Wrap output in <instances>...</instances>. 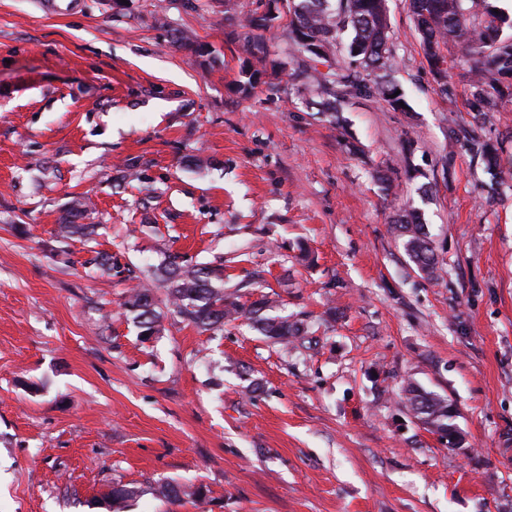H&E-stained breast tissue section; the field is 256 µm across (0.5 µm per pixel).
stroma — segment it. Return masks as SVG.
<instances>
[{"label": "stroma", "mask_w": 512, "mask_h": 512, "mask_svg": "<svg viewBox=\"0 0 512 512\" xmlns=\"http://www.w3.org/2000/svg\"><path fill=\"white\" fill-rule=\"evenodd\" d=\"M0 0V512H512V101L474 123L463 49L447 92L407 0H385L409 108L317 106L287 17L274 85L237 83L257 0ZM497 141L492 180L467 138ZM89 197L90 240L50 246ZM443 264L392 224L408 208ZM112 269L92 265L97 252ZM223 265L308 343L171 313L141 340L123 303L167 256ZM448 399L451 448L409 411ZM204 484L196 507L155 494ZM395 228L406 254L418 270L428 279H438L442 267L426 224H422L421 214L414 209L408 210L403 219L397 221ZM139 491L135 487L119 482H112L111 489L104 495L103 501L109 512H126L124 509L128 503L138 496Z\"/></svg>", "instance_id": "obj_1"}]
</instances>
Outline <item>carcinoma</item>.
Listing matches in <instances>:
<instances>
[{
    "instance_id": "obj_1",
    "label": "carcinoma",
    "mask_w": 512,
    "mask_h": 512,
    "mask_svg": "<svg viewBox=\"0 0 512 512\" xmlns=\"http://www.w3.org/2000/svg\"><path fill=\"white\" fill-rule=\"evenodd\" d=\"M288 13V37L304 56L301 73L308 75L325 100V112L336 111V99L357 95L377 96L395 110H404L402 95L390 97L397 91L383 73L393 66L389 47V24L385 0H285ZM466 0H409V9L419 35L425 57L434 74L441 73L445 62L443 48L449 43L463 47L469 72L472 74L471 96L474 119H484L497 109L498 99L504 95L506 78H512V16L485 4V18H470ZM265 0H258L257 7L248 18L251 34L245 37V52L262 61L267 56L261 31H267L268 18L262 8ZM351 30L352 38L347 52L359 70H351L333 61V48L339 32ZM322 49L323 53L316 52ZM328 66L327 72L318 65ZM246 81L239 82V91L246 93L266 75L263 70L246 65L242 69ZM469 150L480 158L494 177L500 174L498 147L491 141L473 139ZM88 211L85 200L76 198L60 218L55 242L58 255L67 253V241L76 237L88 238L96 233L97 225L79 224L77 219ZM395 228L403 247L418 270L427 278H439L440 261L433 247V240L421 214L410 209ZM165 284L168 304L180 316L190 321L200 332L216 333L224 328V321L244 319L257 327L263 335L288 346L302 339L301 324L286 318L265 317L263 312L269 300L262 298L250 305L224 301V268L209 265L180 264L163 260L155 270ZM125 309L133 314V321L140 336H157L161 332L163 314L158 307L154 290L141 286L129 292ZM402 393L415 417L440 438L456 435L453 415L448 401L424 392L409 382ZM157 495L171 503L186 499L197 504L207 499L204 486L186 488L173 482L162 483ZM138 496V490L121 482L112 483L103 501L109 512H125L128 503Z\"/></svg>"
}]
</instances>
